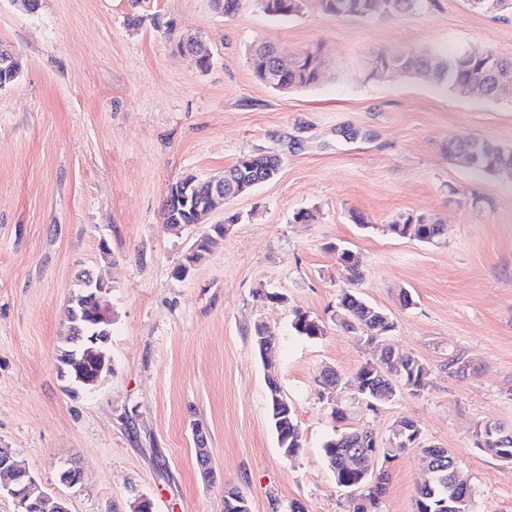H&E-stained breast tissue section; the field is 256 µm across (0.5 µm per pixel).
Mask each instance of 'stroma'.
Wrapping results in <instances>:
<instances>
[{
  "mask_svg": "<svg viewBox=\"0 0 512 512\" xmlns=\"http://www.w3.org/2000/svg\"><path fill=\"white\" fill-rule=\"evenodd\" d=\"M143 16L131 28V15ZM176 18L211 49L209 68L177 53L153 16ZM320 49L323 80L287 93L254 74L253 44ZM0 47L23 61L0 89V448L12 449L71 512H224L238 488L251 512H345L324 458L325 440L363 426L387 439L414 420L422 443L451 450L474 512H512V466L475 445L479 425L512 429V177L449 159V141L486 139L512 149V99L459 98L398 74L378 57L439 60L479 48L512 58V16L494 19L467 0H425L404 17L324 13L304 0L287 20L259 0L235 15L210 0H40L30 14L0 0ZM349 129L357 138L346 137ZM278 155V176L225 202L210 221L239 215L183 279L174 268L202 232L163 223L171 186L220 174L246 153ZM312 220L297 223L295 212ZM422 212L444 226L433 244L388 226ZM363 224H356L355 216ZM358 257L361 296L394 321L388 341L430 371L427 391L404 390L369 412L331 414L324 367L351 378L378 354L330 324L292 335L291 311L329 320L345 279L332 246ZM111 287L112 374L70 396L58 373L67 300L80 268ZM282 293L283 304L256 297ZM412 306H403L401 291ZM278 343L276 374L303 432L285 457L271 431L266 371L251 333ZM463 354L471 373L446 374ZM214 470L204 480L194 433ZM419 449L387 465L381 512H416L426 479ZM74 461L68 488L57 470Z\"/></svg>",
  "mask_w": 512,
  "mask_h": 512,
  "instance_id": "stroma-1",
  "label": "stroma"
}]
</instances>
